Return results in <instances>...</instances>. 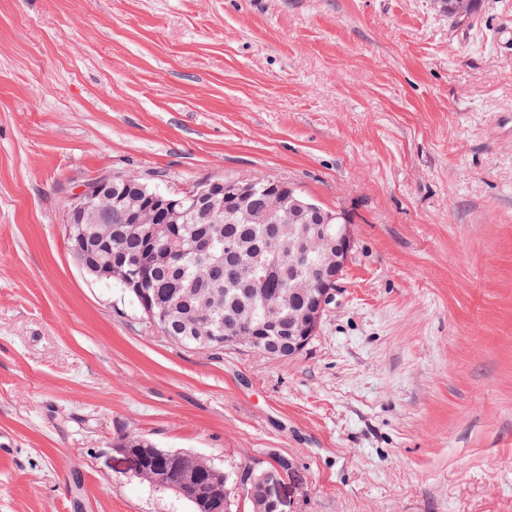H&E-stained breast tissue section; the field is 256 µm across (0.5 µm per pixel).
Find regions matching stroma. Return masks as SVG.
I'll return each mask as SVG.
<instances>
[{"mask_svg": "<svg viewBox=\"0 0 512 512\" xmlns=\"http://www.w3.org/2000/svg\"><path fill=\"white\" fill-rule=\"evenodd\" d=\"M0 0V512H191L113 449L288 458L283 512H512V0ZM252 172L355 247L298 357L183 348L69 254L102 173ZM117 440L125 442L129 451L141 458V467L136 474L137 478L142 482L153 484L154 477L157 475V470L166 467L167 473L171 469H176L177 462L168 461L165 464H161L159 457L162 454L169 452L167 450L158 448L150 440L136 432H125ZM116 453L133 458L131 453L125 450V448H113Z\"/></svg>", "mask_w": 512, "mask_h": 512, "instance_id": "stroma-1", "label": "stroma"}]
</instances>
